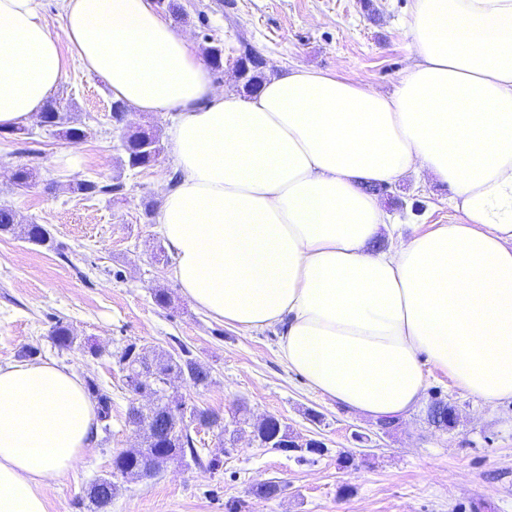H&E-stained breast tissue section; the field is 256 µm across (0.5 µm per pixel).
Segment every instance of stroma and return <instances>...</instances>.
<instances>
[{
  "mask_svg": "<svg viewBox=\"0 0 512 512\" xmlns=\"http://www.w3.org/2000/svg\"><path fill=\"white\" fill-rule=\"evenodd\" d=\"M411 0H159L157 9L196 49L225 46L220 92H239L234 60L247 48L266 61L268 77L296 68L339 74L391 92L413 61L407 37ZM65 77L55 94L85 130L78 142L38 124L18 137L0 133V204L23 224H42L54 248L0 234V365L34 358L72 369L112 396L109 429L98 430L83 460L47 493V512H96L88 492L110 476L112 457L142 439L126 422L134 396L117 354L127 344L148 356L182 350L207 364V384L172 377L169 393L186 408H208L224 429H199V460L164 464L151 479L118 478L107 512H512V401L484 403L431 370L421 405L396 427L348 413L314 392L278 353V328L242 332L197 308L156 261L164 243L146 203L162 206L176 176L169 151L150 167L122 166L111 116L112 93L62 53ZM37 168L35 186L12 185L17 165ZM83 180L121 184L112 196L86 197ZM448 187L422 177L383 187L379 196L404 233L455 220ZM166 306L154 300L157 290ZM75 345H54L56 323ZM438 399L457 413L442 430L428 417ZM319 420H311V413ZM277 417L293 434L322 441L321 455L259 445L254 423ZM363 442H356V435ZM282 485L272 498L260 484Z\"/></svg>",
  "mask_w": 512,
  "mask_h": 512,
  "instance_id": "stroma-1",
  "label": "stroma"
}]
</instances>
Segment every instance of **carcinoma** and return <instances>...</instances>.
Instances as JSON below:
<instances>
[{
  "instance_id": "carcinoma-1",
  "label": "carcinoma",
  "mask_w": 512,
  "mask_h": 512,
  "mask_svg": "<svg viewBox=\"0 0 512 512\" xmlns=\"http://www.w3.org/2000/svg\"><path fill=\"white\" fill-rule=\"evenodd\" d=\"M40 117L48 123V127L67 139L85 137L83 129L70 124L67 113L63 112L55 99L46 101ZM36 177L35 168L26 164L20 165L13 173L14 185L21 190H27L36 184ZM120 188L119 184H102L90 180L76 185V190L88 197L108 195L120 191ZM24 236L36 245H53L50 231L42 224L26 225ZM51 336L54 344L60 348L73 345L74 336L66 325L57 324ZM117 358L118 363L127 371V388L132 392L143 386L149 388L155 397V404L151 422L144 431L145 447L119 452L112 460V477L100 479L92 486L89 497L98 509L112 502L116 490L114 478L118 476L135 474L148 465H158L174 457L182 458L187 452L194 459H199L194 439L185 425V418L201 424L215 416V413L206 409H193L190 415H185V412L179 410L181 403L171 400L163 386L173 374L184 377L195 385L208 382L209 369L192 357L190 352L185 350L176 358L149 359L136 349V345L129 344L118 352ZM87 389L96 401L98 419L108 422L112 411L111 394L92 380L87 381Z\"/></svg>"
}]
</instances>
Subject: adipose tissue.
<instances>
[{
  "instance_id": "ef3b65f1",
  "label": "adipose tissue",
  "mask_w": 512,
  "mask_h": 512,
  "mask_svg": "<svg viewBox=\"0 0 512 512\" xmlns=\"http://www.w3.org/2000/svg\"><path fill=\"white\" fill-rule=\"evenodd\" d=\"M62 8L53 30L42 0H0V127L37 120L65 47L115 99L174 113L158 230L199 309L281 326L288 368L376 421L416 410L429 366L512 399V0H413L388 94L307 68L223 94L152 0ZM411 174L453 188L457 222L396 233L367 187ZM96 432L74 371L0 367V512H47Z\"/></svg>"
}]
</instances>
